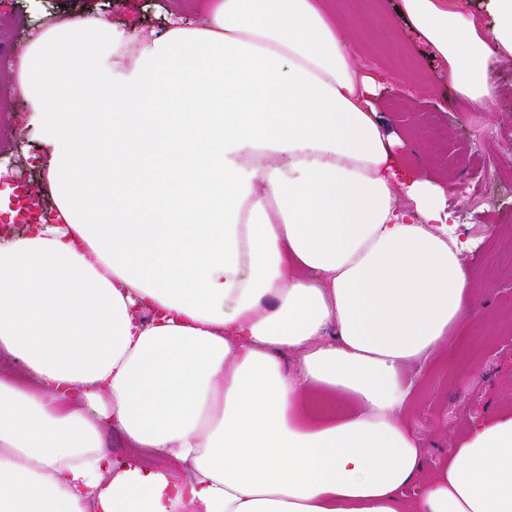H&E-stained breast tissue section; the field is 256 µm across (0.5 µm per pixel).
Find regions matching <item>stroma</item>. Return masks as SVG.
Here are the masks:
<instances>
[{
	"instance_id": "35a3bbf8",
	"label": "stroma",
	"mask_w": 512,
	"mask_h": 512,
	"mask_svg": "<svg viewBox=\"0 0 512 512\" xmlns=\"http://www.w3.org/2000/svg\"><path fill=\"white\" fill-rule=\"evenodd\" d=\"M398 4L336 0V16L356 64L383 74L377 116L399 137L405 165L442 184L448 223L469 244L463 262L480 278L472 318L452 334L448 351L403 372L414 383L406 424L423 450L421 477L427 480L473 427L512 411V59L496 71L492 111H471L446 66L404 23ZM170 6L171 0H0V52L15 58L35 27L64 17L158 29ZM40 155L31 138L0 139V183L30 185L46 209Z\"/></svg>"
}]
</instances>
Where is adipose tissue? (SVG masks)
Segmentation results:
<instances>
[{
    "instance_id": "ef3b65f1",
    "label": "adipose tissue",
    "mask_w": 512,
    "mask_h": 512,
    "mask_svg": "<svg viewBox=\"0 0 512 512\" xmlns=\"http://www.w3.org/2000/svg\"><path fill=\"white\" fill-rule=\"evenodd\" d=\"M400 2L491 111L512 0L487 31ZM194 8L64 19L13 63L54 219L0 238V356L33 379L0 376V512H512V413L420 479L401 373L469 321L477 277L441 184L395 181L331 0Z\"/></svg>"
}]
</instances>
